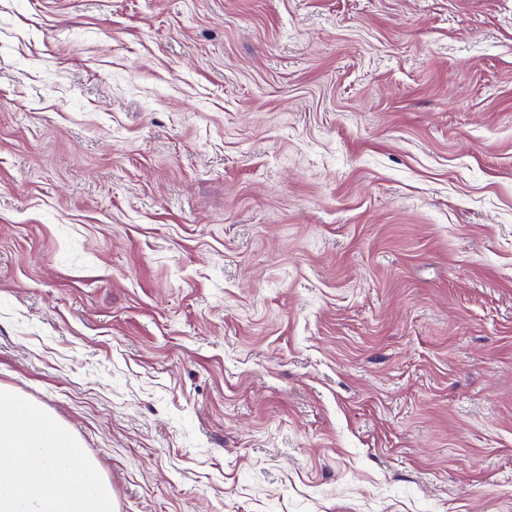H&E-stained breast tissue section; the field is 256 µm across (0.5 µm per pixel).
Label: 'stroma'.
Masks as SVG:
<instances>
[{
  "label": "stroma",
  "instance_id": "35a3bbf8",
  "mask_svg": "<svg viewBox=\"0 0 512 512\" xmlns=\"http://www.w3.org/2000/svg\"><path fill=\"white\" fill-rule=\"evenodd\" d=\"M0 382L117 512H512V0H0Z\"/></svg>",
  "mask_w": 512,
  "mask_h": 512
}]
</instances>
